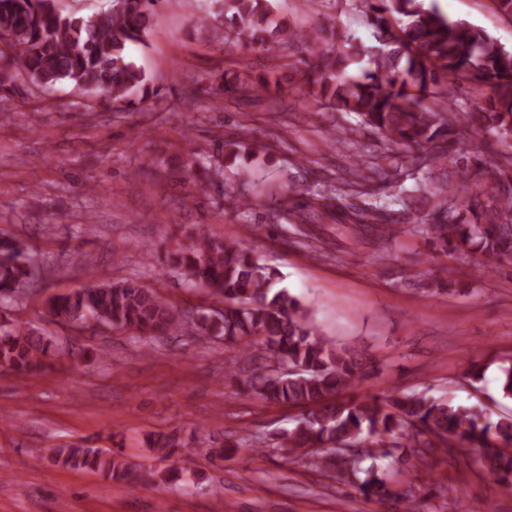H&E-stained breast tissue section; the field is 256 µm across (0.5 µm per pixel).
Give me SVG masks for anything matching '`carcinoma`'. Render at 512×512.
Masks as SVG:
<instances>
[{
    "instance_id": "carcinoma-1",
    "label": "carcinoma",
    "mask_w": 512,
    "mask_h": 512,
    "mask_svg": "<svg viewBox=\"0 0 512 512\" xmlns=\"http://www.w3.org/2000/svg\"><path fill=\"white\" fill-rule=\"evenodd\" d=\"M167 0H122L117 10L91 21L63 14L57 0H0V89L24 86L51 89L58 83L90 96L93 106H128L158 94L145 69L132 60L129 47L145 43L150 15ZM370 19L379 50L352 37L331 40L328 50L296 69L302 85L329 109L353 112L359 125L378 133L395 149L426 156L467 141L479 153L478 141L492 133L512 139V51L464 20H451L427 0H359ZM228 35L252 48L274 42L302 48L322 38V29L297 30L276 14L271 0H214V11L199 20L209 33ZM368 66L350 74L351 66ZM222 90L250 93L268 89V80L239 73L220 74ZM464 82L480 83L491 93L463 114L464 127L445 120L442 111L425 104L430 95L449 96ZM224 158L205 175L185 167L181 181L203 186L211 172L246 160L244 140L224 142ZM323 182L311 204L309 223L361 225L379 218L368 208L344 211L331 200L336 186ZM481 214L485 221L428 224L423 232L440 253L479 256L486 271L512 258V194L484 181ZM164 272L176 273L193 288H203L212 302L182 314L155 289L133 280L106 281L81 291L55 295L46 315L74 324L91 316L116 331L154 337L171 332L222 339L238 344L243 358L259 365L241 380L251 397L300 410L296 425L273 439L289 459L313 456L314 465L339 483L355 482L367 495L390 493L391 474L366 459L399 461L396 452L411 449L415 459L429 451L467 448L479 452L482 466L498 483L512 487V415L493 417L481 403H459L424 392L391 388L375 397L349 392L361 376L353 350L334 344L316 329L311 311L287 289L278 287L279 272L257 253L230 238L198 230L188 244L167 250ZM39 266L22 239L0 240V299H10L29 282ZM61 356L44 334L25 322L0 327V368L19 375L49 370ZM500 373L499 396L512 401V358H494ZM55 463L70 469L97 471L135 488L137 473L112 451L72 444L55 452Z\"/></svg>"
}]
</instances>
